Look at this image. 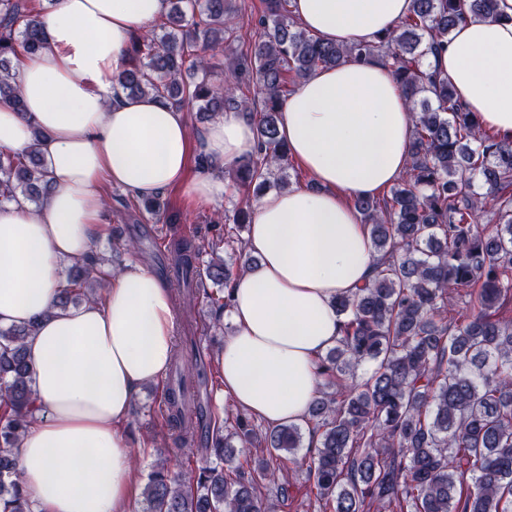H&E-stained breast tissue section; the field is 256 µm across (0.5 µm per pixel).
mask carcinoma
Returning <instances> with one entry per match:
<instances>
[{
	"label": "carcinoma",
	"mask_w": 512,
	"mask_h": 512,
	"mask_svg": "<svg viewBox=\"0 0 512 512\" xmlns=\"http://www.w3.org/2000/svg\"><path fill=\"white\" fill-rule=\"evenodd\" d=\"M232 0H168L159 22L135 37L119 78L132 95H154L212 116L227 109L255 125L258 151L229 172L243 189L285 188L288 147L278 137L280 106L293 87L319 68L378 55L389 67L414 114L410 163L387 198L354 202L370 226L372 246L385 262L351 295L336 297L345 318L343 336L318 375L336 378V392L319 393L308 422L317 435L309 456L310 492L322 512H512V318L500 314L512 298V140L490 136L457 101L453 85L424 61L441 51L466 16H502L500 0H411L410 13L369 44L344 46L303 30L290 0H266L260 34L250 51L223 61L236 39ZM40 12L28 0H0V100L21 109L16 68L45 45ZM227 68L232 79L214 83ZM201 78L186 83V71ZM252 85L251 100L236 95ZM23 152L0 150V203L23 198L37 204L50 189L38 150L42 134ZM494 223L476 225L487 200ZM205 246H175L174 271L186 288L202 286L214 322L230 294L205 280L229 285L250 267L242 238L230 265L216 255L232 231L249 223L238 207ZM215 258L202 264V254ZM106 259L86 256L66 278L53 309L95 298L104 286ZM475 297L477 309L449 289ZM36 323L0 327V503L4 512H31L18 478L14 448L30 424L33 385L25 342ZM184 380L164 393L170 423L181 440L207 426V413L191 409ZM262 441L261 457L239 461L230 438ZM301 444L300 427H275L264 435L238 414L234 432L212 431L209 460L198 475L158 464L143 489V512H269L262 495L276 498L291 484L276 483L281 454Z\"/></svg>",
	"instance_id": "obj_1"
}]
</instances>
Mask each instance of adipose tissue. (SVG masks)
Returning a JSON list of instances; mask_svg holds the SVG:
<instances>
[{
    "mask_svg": "<svg viewBox=\"0 0 512 512\" xmlns=\"http://www.w3.org/2000/svg\"><path fill=\"white\" fill-rule=\"evenodd\" d=\"M411 0H293L306 31L342 45L392 30ZM166 0H58L43 12L46 47L23 60L25 104H0V148L38 143L50 196L0 205V326L35 324L26 340L36 411L16 449L33 512H128L138 482L124 437L139 387L161 383L173 355L175 301L137 260L107 281L102 299L49 315L61 263L93 247L105 187L146 198L180 187L201 201L230 192L226 169L251 157L254 128L217 116L192 140L184 111L119 93L132 38ZM502 19H466L430 66L483 127L512 139V0ZM41 140H34V130ZM312 187L267 192L250 204L235 278V332L216 356L220 393L269 425L305 422L318 395L316 365L343 331L338 295L377 268L370 230L352 202L399 180L409 166L413 114L376 57L320 68L283 101L278 126ZM210 168L188 178L191 149Z\"/></svg>",
    "mask_w": 512,
    "mask_h": 512,
    "instance_id": "obj_1",
    "label": "adipose tissue"
}]
</instances>
